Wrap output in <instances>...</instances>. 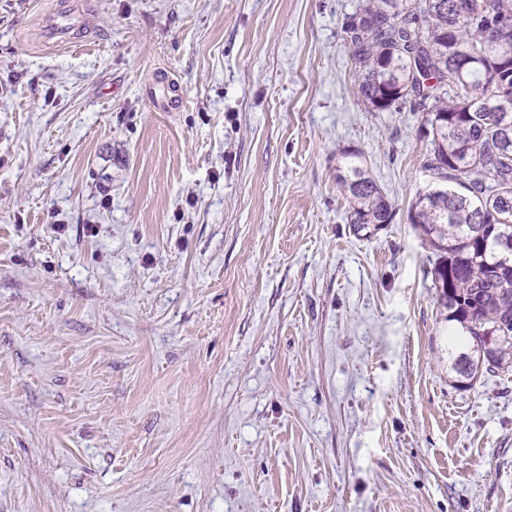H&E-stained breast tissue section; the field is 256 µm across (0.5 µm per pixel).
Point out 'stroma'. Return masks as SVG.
Segmentation results:
<instances>
[{
  "label": "stroma",
  "mask_w": 512,
  "mask_h": 512,
  "mask_svg": "<svg viewBox=\"0 0 512 512\" xmlns=\"http://www.w3.org/2000/svg\"><path fill=\"white\" fill-rule=\"evenodd\" d=\"M55 2L0 0V512H512V379L452 368L357 0H74L81 48ZM79 28V10L66 1L58 2L52 11L46 13L42 22L43 35L47 41L66 43L71 46L81 45V43H73L77 39ZM336 182L349 203V223L356 234H372L382 224H391L395 210L381 187L358 164L338 167Z\"/></svg>",
  "instance_id": "35a3bbf8"
}]
</instances>
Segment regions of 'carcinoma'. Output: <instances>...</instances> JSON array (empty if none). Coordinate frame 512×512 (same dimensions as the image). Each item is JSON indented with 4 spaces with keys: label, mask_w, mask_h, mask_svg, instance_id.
<instances>
[{
    "label": "carcinoma",
    "mask_w": 512,
    "mask_h": 512,
    "mask_svg": "<svg viewBox=\"0 0 512 512\" xmlns=\"http://www.w3.org/2000/svg\"><path fill=\"white\" fill-rule=\"evenodd\" d=\"M512 0H358L346 17L357 92L369 112L403 103L421 113L433 182L416 193L414 229L435 255L433 287L462 330L453 368L471 384L512 372ZM356 234L395 210L358 164L338 167ZM496 355L484 351L488 338Z\"/></svg>",
    "instance_id": "1"
}]
</instances>
